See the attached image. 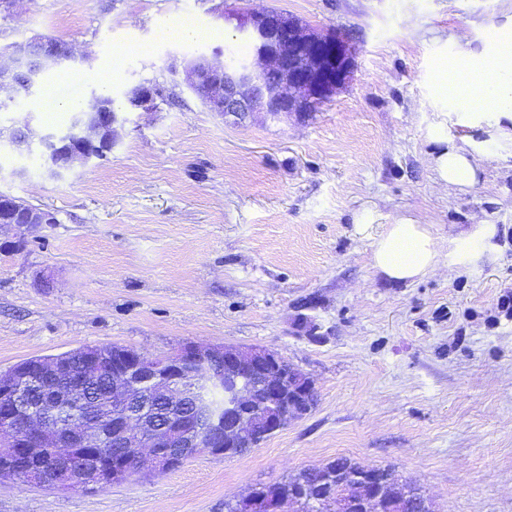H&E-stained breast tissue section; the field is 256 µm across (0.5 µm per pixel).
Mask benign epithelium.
<instances>
[{"instance_id":"benign-epithelium-1","label":"benign epithelium","mask_w":512,"mask_h":512,"mask_svg":"<svg viewBox=\"0 0 512 512\" xmlns=\"http://www.w3.org/2000/svg\"><path fill=\"white\" fill-rule=\"evenodd\" d=\"M236 21L235 30L253 46L261 66L238 69L207 54L187 62V87L210 112L244 118L251 112L272 116L313 111L354 73V58L348 36L334 30L316 32L288 14L271 10L226 13L224 21ZM10 65H0V86L30 89L44 71L75 60L71 44L47 42L39 36L9 44ZM163 86L139 83L125 93V109L102 110L100 97L82 104L70 127L61 133L34 137L30 124L10 135L11 146L38 150L49 174L62 177L76 166L96 164L120 143L125 112L154 109L165 101ZM10 211L11 220H0V229L47 224L48 211L0 194V213ZM124 362L114 375L112 397L118 411L112 414V467H105L103 450L94 449L85 421L58 419L57 403L79 399L83 377L62 365L51 369L59 384L53 399L38 416L30 415L23 397L21 375H0V456L15 460L20 481L51 484L45 474L44 451L58 463L60 477L54 488L65 491L103 489L118 478H129L141 468L142 449L152 452L153 467L168 469L172 461L224 446L225 436L236 437L252 448L263 438L308 414L316 397L313 381L277 353L233 345L212 347L186 343L172 354L147 357L135 350L119 352ZM210 390L224 393L215 404ZM165 399L169 410L192 406L181 421L169 417L154 426V398ZM386 476L375 467H359L349 475L355 492L336 495L343 512H385Z\"/></svg>"}]
</instances>
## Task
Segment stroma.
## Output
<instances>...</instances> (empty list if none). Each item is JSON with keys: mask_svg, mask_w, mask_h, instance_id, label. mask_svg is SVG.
Listing matches in <instances>:
<instances>
[{"mask_svg": "<svg viewBox=\"0 0 512 512\" xmlns=\"http://www.w3.org/2000/svg\"><path fill=\"white\" fill-rule=\"evenodd\" d=\"M246 9L345 33L352 81L302 117L208 111L174 70L216 49L251 60L219 17ZM185 20L191 33L170 37ZM48 34L81 60L13 93L1 128L26 115L62 130L59 103L120 102L143 82L170 97L129 113L108 160L63 179L0 152V194L56 217L0 230V372L81 346L233 344L278 353L317 402L243 455L200 453L101 491L0 480V512H225L339 457L394 468L435 512H512V140L494 135L502 114L439 91L443 66L512 38V0H21L0 15V44ZM472 141L476 182L440 185L434 158ZM403 219L448 252L480 225L492 234L466 265L394 283L356 226Z\"/></svg>", "mask_w": 512, "mask_h": 512, "instance_id": "obj_1", "label": "stroma"}]
</instances>
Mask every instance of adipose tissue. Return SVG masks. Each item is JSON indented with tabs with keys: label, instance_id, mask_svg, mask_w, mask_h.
I'll return each instance as SVG.
<instances>
[{
	"label": "adipose tissue",
	"instance_id": "1",
	"mask_svg": "<svg viewBox=\"0 0 512 512\" xmlns=\"http://www.w3.org/2000/svg\"><path fill=\"white\" fill-rule=\"evenodd\" d=\"M451 99L471 107L492 104L494 111L512 112V42L502 45L488 60L452 69L449 75ZM476 147L449 146L434 158L438 179L445 185L466 187L477 176ZM360 234L370 236L374 268L389 280L412 282L438 271L449 260L463 263L482 250L488 235L480 229L473 236L456 241L453 257H446L429 225L403 220L389 224L381 232H372L370 225H358Z\"/></svg>",
	"mask_w": 512,
	"mask_h": 512
}]
</instances>
